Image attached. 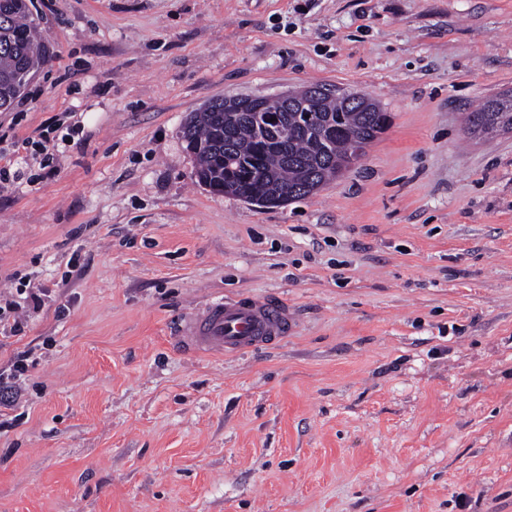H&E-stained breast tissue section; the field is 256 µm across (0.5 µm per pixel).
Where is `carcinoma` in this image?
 I'll use <instances>...</instances> for the list:
<instances>
[{"label": "carcinoma", "instance_id": "cac0c4a2", "mask_svg": "<svg viewBox=\"0 0 512 512\" xmlns=\"http://www.w3.org/2000/svg\"><path fill=\"white\" fill-rule=\"evenodd\" d=\"M34 0H0V110L7 111L28 85L45 53L33 13ZM312 107L323 134L295 125V110L281 100L251 102L228 118L224 99L211 100L183 127L197 161L198 182L226 195L277 197L287 203L306 198L359 159L385 130L389 116L380 107L348 104L320 87ZM277 121L261 126L255 113ZM469 130L512 129V97L486 102L468 116Z\"/></svg>", "mask_w": 512, "mask_h": 512}]
</instances>
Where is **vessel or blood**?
<instances>
[{
  "instance_id": "vessel-or-blood-1",
  "label": "vessel or blood",
  "mask_w": 512,
  "mask_h": 512,
  "mask_svg": "<svg viewBox=\"0 0 512 512\" xmlns=\"http://www.w3.org/2000/svg\"><path fill=\"white\" fill-rule=\"evenodd\" d=\"M294 330L284 302L218 300L195 308L180 322L177 343L195 354H237L282 341Z\"/></svg>"
}]
</instances>
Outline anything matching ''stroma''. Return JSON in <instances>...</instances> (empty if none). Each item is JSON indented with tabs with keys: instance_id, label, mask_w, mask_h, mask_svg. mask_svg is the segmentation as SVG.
Wrapping results in <instances>:
<instances>
[{
	"instance_id": "1",
	"label": "stroma",
	"mask_w": 512,
	"mask_h": 512,
	"mask_svg": "<svg viewBox=\"0 0 512 512\" xmlns=\"http://www.w3.org/2000/svg\"><path fill=\"white\" fill-rule=\"evenodd\" d=\"M0 111V512H512V0H35ZM312 84L389 113L315 194L194 178L208 101ZM53 149L45 176L33 150ZM287 303L279 344L198 355L193 308ZM468 126L471 133H487L498 129H512V97L503 96L486 102L477 112H470ZM0 328H1V335L2 330L5 332L7 329V326H10V332H16L20 329L21 326V320L19 316V312L25 308V306H22L20 302L14 300V299H8L7 297L5 299H2V296H0ZM2 301H4V304L2 305ZM12 318L13 323H10V319ZM3 327V329H2Z\"/></svg>"
}]
</instances>
